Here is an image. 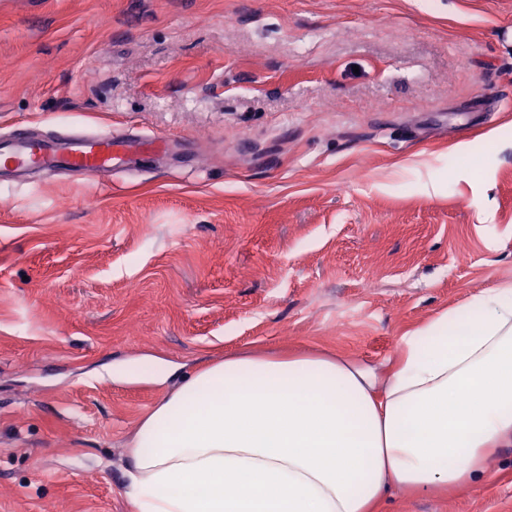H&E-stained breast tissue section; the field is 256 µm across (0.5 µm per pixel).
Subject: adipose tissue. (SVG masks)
<instances>
[{"instance_id":"obj_1","label":"adipose tissue","mask_w":512,"mask_h":512,"mask_svg":"<svg viewBox=\"0 0 512 512\" xmlns=\"http://www.w3.org/2000/svg\"><path fill=\"white\" fill-rule=\"evenodd\" d=\"M512 447V282L405 338L388 375L339 354L240 353L188 375L129 445L133 512H374L461 491Z\"/></svg>"}]
</instances>
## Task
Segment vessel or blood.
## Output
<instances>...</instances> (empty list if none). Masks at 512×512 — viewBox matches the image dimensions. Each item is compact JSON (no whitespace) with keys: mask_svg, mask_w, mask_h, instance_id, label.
I'll return each mask as SVG.
<instances>
[{"mask_svg":"<svg viewBox=\"0 0 512 512\" xmlns=\"http://www.w3.org/2000/svg\"><path fill=\"white\" fill-rule=\"evenodd\" d=\"M121 146L108 133L86 135L65 146L60 138H37L20 127L11 138L0 141V176L62 168L90 178L112 167Z\"/></svg>","mask_w":512,"mask_h":512,"instance_id":"b4317fda","label":"vessel or blood"}]
</instances>
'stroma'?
<instances>
[{
    "label": "stroma",
    "mask_w": 512,
    "mask_h": 512,
    "mask_svg": "<svg viewBox=\"0 0 512 512\" xmlns=\"http://www.w3.org/2000/svg\"><path fill=\"white\" fill-rule=\"evenodd\" d=\"M507 97L512 0H0V136L166 138L0 181V512H132L128 445L180 376L385 363L512 281ZM156 358L167 383L112 375ZM376 512H512V447Z\"/></svg>",
    "instance_id": "obj_1"
}]
</instances>
